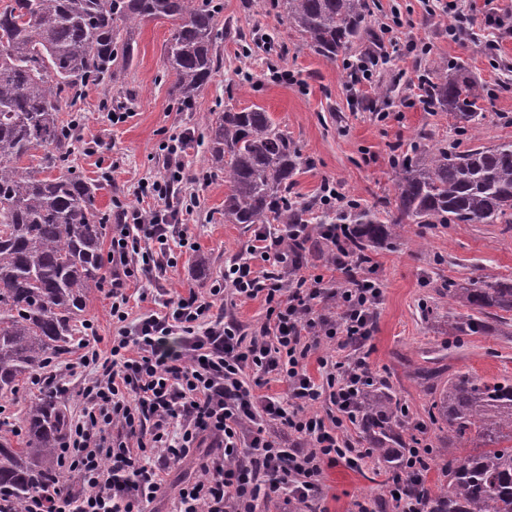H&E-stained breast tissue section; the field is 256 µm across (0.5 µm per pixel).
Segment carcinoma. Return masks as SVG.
I'll return each mask as SVG.
<instances>
[{
    "label": "carcinoma",
    "mask_w": 512,
    "mask_h": 512,
    "mask_svg": "<svg viewBox=\"0 0 512 512\" xmlns=\"http://www.w3.org/2000/svg\"><path fill=\"white\" fill-rule=\"evenodd\" d=\"M288 26L315 53L333 61L363 39L369 0H277ZM172 23L165 45L174 91L190 107L218 69L216 11L211 0H7L0 6V396L45 367L48 353L69 351L76 319L98 288L104 225L93 210V191L58 167L71 152L73 125L59 119L60 105L79 98L103 78L129 65L133 48L121 30L149 20ZM435 81L426 103L453 113L463 128H479L488 95L464 68L448 71L433 61ZM213 167L224 172V220L230 224H306L312 204L293 195L300 148L255 106L226 108L207 125ZM44 150L40 169L22 165ZM393 210L386 218L357 204L322 213L319 223L353 225L352 251L360 262L376 244L391 243L418 227L436 224H512V141L473 145L456 152L443 143L418 144L397 158ZM487 318L512 312V279L486 276L466 288L441 287ZM486 321L448 319V330L467 335ZM432 422L447 444L469 452L448 462L445 483L434 493L413 491L426 512H512V378L488 382L457 373L435 388ZM27 442L0 439V494L18 508L29 493L61 479L58 448L66 416L47 392L29 402ZM408 418L378 386L359 400L358 427L369 453L388 468L403 464L416 439L405 438Z\"/></svg>",
    "instance_id": "1"
}]
</instances>
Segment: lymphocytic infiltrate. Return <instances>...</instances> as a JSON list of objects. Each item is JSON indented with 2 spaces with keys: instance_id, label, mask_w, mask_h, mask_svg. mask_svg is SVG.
Returning a JSON list of instances; mask_svg holds the SVG:
<instances>
[{
  "instance_id": "f902f5d3",
  "label": "lymphocytic infiltrate",
  "mask_w": 512,
  "mask_h": 512,
  "mask_svg": "<svg viewBox=\"0 0 512 512\" xmlns=\"http://www.w3.org/2000/svg\"><path fill=\"white\" fill-rule=\"evenodd\" d=\"M186 139L176 135L168 146L164 175L152 183L153 205L118 215L107 257L118 324L110 354L101 356L92 345L79 357V365L95 375L82 390L87 408L58 454L64 481L32 491L22 512H143L166 488L170 463L206 439L211 450L197 477L178 485L173 512H260L278 496L304 512L321 490L325 467L340 461L354 466L368 456L347 432L357 420L361 391L375 382L359 351L372 334L383 283L366 275L351 279L334 293L338 315L322 313V278L301 275L302 256L288 247L314 236L333 245L350 229L291 224L275 231L259 225L245 256L225 267L223 283L205 295L164 299L162 313L127 326L128 288L151 279L178 225L179 213L168 201L185 177ZM255 253L280 267V274L255 270L249 260ZM227 290L241 299L263 298L258 334H245L215 312L217 297ZM174 335L176 348L169 344ZM325 341L335 352L320 354ZM312 356L321 370L317 378L307 369ZM270 374L286 378L289 402L263 394ZM323 400L329 403L325 415L310 413ZM116 423L125 436L114 440ZM284 431L302 439V446L284 447ZM429 455L426 448L410 449L403 470L388 481L393 512H424L406 486L422 481ZM72 477L81 484L79 493L67 484Z\"/></svg>"
}]
</instances>
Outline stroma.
<instances>
[{
	"label": "stroma",
	"mask_w": 512,
	"mask_h": 512,
	"mask_svg": "<svg viewBox=\"0 0 512 512\" xmlns=\"http://www.w3.org/2000/svg\"><path fill=\"white\" fill-rule=\"evenodd\" d=\"M218 7L220 36L216 51L220 67L184 108L174 92V77L165 66L170 23L141 22L123 30L134 47L130 67L116 80H103L85 95L64 105L60 120L79 118L74 148L63 167L96 187L98 219L116 220L125 209L141 205L142 184L163 172L164 146L184 132L188 140L182 161L187 180L177 190L183 229L190 247L171 237L176 263L161 266L144 286H131L129 318L158 309V294L205 291L224 277V266L245 253L253 227L224 220L223 173L211 166L203 136L209 118L224 107L261 106L286 128L300 146L303 163L294 191L304 200L320 196L323 180L338 183L341 193L370 206L395 194L392 158L419 139L466 148L453 114L428 109L415 82L427 74L432 60L463 65L470 77L491 91L480 140L490 145L512 140V0H456L473 18L471 32L452 40V15L439 0H374L369 32L348 53L357 61L384 44L371 87L353 97L344 62L311 51L288 28L271 0H213ZM426 52H419V45ZM347 59V60H348ZM288 70L299 79L288 85L272 81L271 69ZM126 113L114 124L110 112ZM371 257L383 282L374 308V330L362 352L377 381L409 409L411 431L431 448L427 487L437 484L449 459L464 456L461 448L443 449L441 431L428 417L427 385L422 368L470 373L486 381L512 377V316L492 322L487 333L453 335L452 317L470 315L469 307L439 296L443 283L461 287L487 276L512 277V224H450L425 235L409 232L393 244L375 249ZM205 273H197L199 260ZM100 288L89 298L82 322L109 352L117 330L110 313L109 268H102ZM147 300H140V293ZM79 347L53 359L40 384L25 383L16 394L0 397V420L18 422L27 404L41 393L56 392L72 417L85 406L80 395L89 375L74 365ZM383 463L369 458L358 468L345 463L327 467L317 512H352L358 499L371 502L374 512H391Z\"/></svg>",
	"instance_id": "stroma-1"
}]
</instances>
